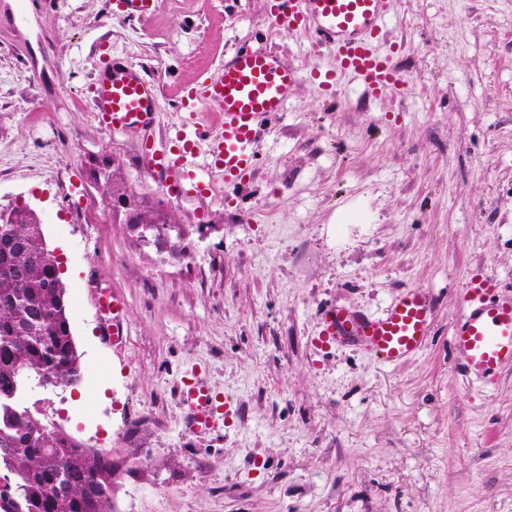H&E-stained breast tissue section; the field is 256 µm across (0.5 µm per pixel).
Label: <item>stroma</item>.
<instances>
[{
	"mask_svg": "<svg viewBox=\"0 0 512 512\" xmlns=\"http://www.w3.org/2000/svg\"><path fill=\"white\" fill-rule=\"evenodd\" d=\"M242 44L327 69L267 0H162L146 19L111 0H0V207L30 208L61 267L82 383L26 404L83 445L135 464L116 512H512V367L466 376L451 345L466 281L512 295V0H393L382 48L404 92L302 81L238 188L171 201L191 257L136 241L88 170L107 156L162 199L138 146L168 144L187 88ZM157 86L159 124L118 136L83 87L104 49ZM125 306L100 333L99 288ZM434 299L423 351L397 366L311 344L325 306L382 311ZM197 372L232 402L224 429L184 430Z\"/></svg>",
	"mask_w": 512,
	"mask_h": 512,
	"instance_id": "stroma-1",
	"label": "stroma"
}]
</instances>
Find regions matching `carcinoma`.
<instances>
[{
  "mask_svg": "<svg viewBox=\"0 0 512 512\" xmlns=\"http://www.w3.org/2000/svg\"><path fill=\"white\" fill-rule=\"evenodd\" d=\"M107 194L135 195L118 168ZM151 210L127 229L137 238L162 231L184 241L188 231ZM66 289L41 224L32 213L0 222V512H115L119 463L50 427L22 404L25 392L77 385L83 375Z\"/></svg>",
  "mask_w": 512,
  "mask_h": 512,
  "instance_id": "obj_1",
  "label": "carcinoma"
}]
</instances>
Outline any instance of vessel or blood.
<instances>
[{"instance_id":"b4317fda","label":"vessel or blood","mask_w":512,"mask_h":512,"mask_svg":"<svg viewBox=\"0 0 512 512\" xmlns=\"http://www.w3.org/2000/svg\"><path fill=\"white\" fill-rule=\"evenodd\" d=\"M125 16L145 18L160 0H115ZM392 0H268L269 15L277 27L309 32L315 45L332 53L333 64L313 70L310 81L334 86L341 77L357 82L371 96L398 87L400 77L391 57L380 48V36ZM296 68L273 52L239 46L224 62L218 77L189 88L183 107L191 118L216 113V132L207 149H200L197 129L174 128L166 151L142 141L144 167L159 186L176 199L202 198L218 176L225 186L242 183L255 166L256 143L283 110L300 80ZM93 117L111 134L152 127L158 116L155 85L128 59L109 57L87 87ZM101 309L110 315L102 327L109 336H123L124 307L120 298L103 294ZM434 304L422 288H410L380 314L330 306L325 309L315 348L355 345L383 365H399L421 352L428 340ZM452 344L468 373L491 382L512 366V296L503 297L484 279H470L461 298V311ZM187 430L194 435L223 427L230 405L200 376L180 391Z\"/></svg>"}]
</instances>
